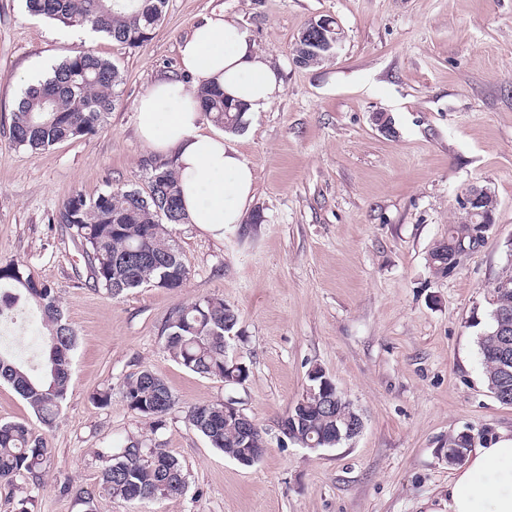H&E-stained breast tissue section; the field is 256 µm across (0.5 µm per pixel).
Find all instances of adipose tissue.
<instances>
[{"mask_svg":"<svg viewBox=\"0 0 512 512\" xmlns=\"http://www.w3.org/2000/svg\"><path fill=\"white\" fill-rule=\"evenodd\" d=\"M184 84L161 78L137 102L140 139L178 172L189 223L220 237L240 223L253 198V171L223 134L203 129L196 94L215 85L254 112L281 91L269 57L221 13L199 21L180 44ZM448 512H512V438H493L471 451L448 482Z\"/></svg>","mask_w":512,"mask_h":512,"instance_id":"obj_1","label":"adipose tissue"}]
</instances>
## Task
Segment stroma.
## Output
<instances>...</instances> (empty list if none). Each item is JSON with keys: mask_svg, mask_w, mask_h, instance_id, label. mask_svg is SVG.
I'll use <instances>...</instances> for the list:
<instances>
[{"mask_svg": "<svg viewBox=\"0 0 512 512\" xmlns=\"http://www.w3.org/2000/svg\"><path fill=\"white\" fill-rule=\"evenodd\" d=\"M214 10L283 80L274 102L226 136L254 171L247 211L263 221L225 225L220 239L172 226L184 287L109 298L50 217L75 192L146 190L152 153L137 134V102L157 78L179 75L180 43ZM321 15L337 19L342 46L322 66H298L295 40ZM82 51L123 74L103 126L42 151L16 147L23 78ZM379 113L390 132L374 122ZM475 186L497 198L494 225L452 274L434 275L428 255ZM511 239L512 0H168L139 47L0 0V262L54 284L77 332L66 399L44 433L53 454L39 482L0 484V512H443L453 470L437 450L449 434L512 436V406L488 393L477 346L490 323L486 289L512 265ZM204 296L238 313L228 353L250 369L243 384L194 374L165 348L169 314ZM315 367L364 416L346 446L310 450L279 430ZM145 368L175 399L159 425L122 400L126 378ZM103 390L106 406L93 400ZM228 398L267 440L254 466L186 420L191 407ZM131 437L180 460L184 494L78 501Z\"/></svg>", "mask_w": 512, "mask_h": 512, "instance_id": "35a3bbf8", "label": "stroma"}]
</instances>
